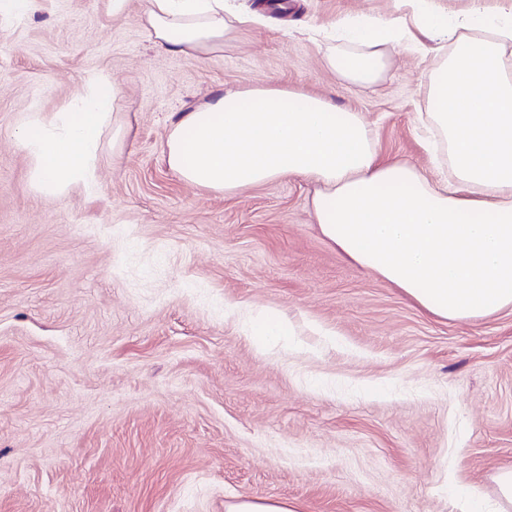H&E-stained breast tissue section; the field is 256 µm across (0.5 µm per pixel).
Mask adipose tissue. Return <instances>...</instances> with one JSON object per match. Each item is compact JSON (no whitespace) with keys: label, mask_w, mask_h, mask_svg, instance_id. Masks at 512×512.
<instances>
[{"label":"adipose tissue","mask_w":512,"mask_h":512,"mask_svg":"<svg viewBox=\"0 0 512 512\" xmlns=\"http://www.w3.org/2000/svg\"><path fill=\"white\" fill-rule=\"evenodd\" d=\"M387 19L337 18L347 46L325 63L345 82L369 85L390 53L417 49L424 34L444 55L430 77L422 121L450 178L387 160L377 134L355 112L299 89L228 90L172 120L163 146L184 182L231 196L299 177L323 239L352 265L372 271L441 319L473 320L512 308V5L451 13L439 0H399ZM258 13H232L224 0H146L140 23L155 46L198 58L222 51ZM120 88L107 72L50 116L21 121L14 137L45 196L94 195L97 163L124 127Z\"/></svg>","instance_id":"1"}]
</instances>
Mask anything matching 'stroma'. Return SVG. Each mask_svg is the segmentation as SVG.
I'll return each instance as SVG.
<instances>
[{"instance_id": "stroma-1", "label": "stroma", "mask_w": 512, "mask_h": 512, "mask_svg": "<svg viewBox=\"0 0 512 512\" xmlns=\"http://www.w3.org/2000/svg\"><path fill=\"white\" fill-rule=\"evenodd\" d=\"M145 0H42L0 20V512H461L512 467V309L424 313L319 234L311 185L221 196L161 152L174 113L277 83L357 112L383 156L436 174L414 129L430 59L394 52L361 88L311 33L396 0H234L267 22L201 58L152 47ZM111 73L128 132L98 195L30 187L13 132ZM287 316V337L251 327ZM225 512H301L300 507L288 500H238L225 504Z\"/></svg>"}]
</instances>
